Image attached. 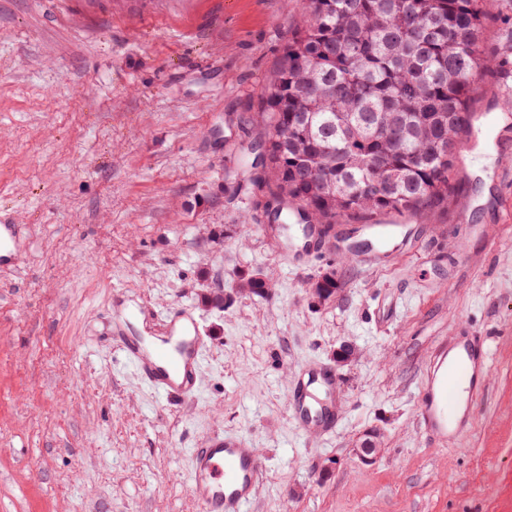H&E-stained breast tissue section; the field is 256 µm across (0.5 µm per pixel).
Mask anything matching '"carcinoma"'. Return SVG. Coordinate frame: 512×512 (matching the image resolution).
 Returning a JSON list of instances; mask_svg holds the SVG:
<instances>
[{"label":"carcinoma","instance_id":"obj_1","mask_svg":"<svg viewBox=\"0 0 512 512\" xmlns=\"http://www.w3.org/2000/svg\"><path fill=\"white\" fill-rule=\"evenodd\" d=\"M260 98L265 175L276 202L313 224L448 207L482 49L480 0H305ZM240 287L269 294L265 274Z\"/></svg>","mask_w":512,"mask_h":512}]
</instances>
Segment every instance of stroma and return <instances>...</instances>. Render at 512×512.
<instances>
[{
  "instance_id": "obj_1",
  "label": "stroma",
  "mask_w": 512,
  "mask_h": 512,
  "mask_svg": "<svg viewBox=\"0 0 512 512\" xmlns=\"http://www.w3.org/2000/svg\"><path fill=\"white\" fill-rule=\"evenodd\" d=\"M479 130L447 210L335 223L334 246L285 256L247 181L259 97L300 0H0V512H197L190 453L242 437L268 474L250 512H512V0H484ZM272 291L236 293L244 270ZM335 272L337 292L311 286ZM224 290L221 309L204 297ZM121 309H113L114 294ZM189 309L207 341L194 398L155 393L110 339L118 311ZM484 337L472 421L446 447L417 422L438 342ZM337 368L342 418L302 432L308 363ZM386 451L363 464L366 431Z\"/></svg>"
}]
</instances>
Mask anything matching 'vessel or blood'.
<instances>
[{"mask_svg": "<svg viewBox=\"0 0 512 512\" xmlns=\"http://www.w3.org/2000/svg\"><path fill=\"white\" fill-rule=\"evenodd\" d=\"M112 340L151 389L168 398L198 391L207 343L191 314L169 311L165 335L149 346L120 323L112 327ZM487 363L488 347L475 337L459 336L436 345L419 419L438 446H446L449 436L470 420ZM336 391V375L323 365L306 369L293 382L288 404L305 433L325 434L335 428ZM191 458L189 491L199 512H249L266 471L259 449L224 437L193 449Z\"/></svg>", "mask_w": 512, "mask_h": 512, "instance_id": "b4317fda", "label": "vessel or blood"}]
</instances>
